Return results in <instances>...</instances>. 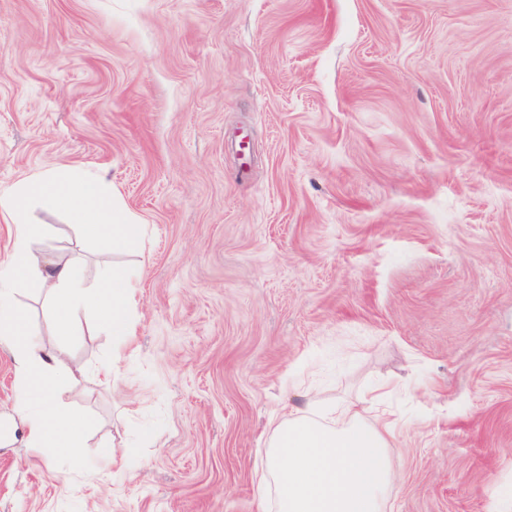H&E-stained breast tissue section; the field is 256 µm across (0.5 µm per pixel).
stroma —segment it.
<instances>
[{
	"instance_id": "1",
	"label": "stroma",
	"mask_w": 512,
	"mask_h": 512,
	"mask_svg": "<svg viewBox=\"0 0 512 512\" xmlns=\"http://www.w3.org/2000/svg\"><path fill=\"white\" fill-rule=\"evenodd\" d=\"M69 166L140 244L32 221L87 281L139 271L136 334L116 362L76 320L78 466L31 448L0 343V512H276L282 405L384 380L385 512H512V0H0V187Z\"/></svg>"
}]
</instances>
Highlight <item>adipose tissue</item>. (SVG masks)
Instances as JSON below:
<instances>
[{
  "instance_id": "1",
  "label": "adipose tissue",
  "mask_w": 512,
  "mask_h": 512,
  "mask_svg": "<svg viewBox=\"0 0 512 512\" xmlns=\"http://www.w3.org/2000/svg\"><path fill=\"white\" fill-rule=\"evenodd\" d=\"M39 199L63 208L86 239L116 246L138 244L143 227L120 211L112 188L97 173L79 167L41 169L0 188V220L14 225L10 252L0 259V340L13 343L18 362V402L25 410L32 447L46 458L81 462L85 419L62 402L60 392L75 377L63 361L72 320L98 309L99 322L116 344L133 335L128 309L135 301L137 273L113 270L87 283L74 262L33 248L38 232L29 211ZM35 284L55 315L56 344L28 337L16 303L19 281ZM361 402H326L306 395L302 406H285L268 443V472L279 512H382L394 482L389 450L395 423L366 419Z\"/></svg>"
}]
</instances>
